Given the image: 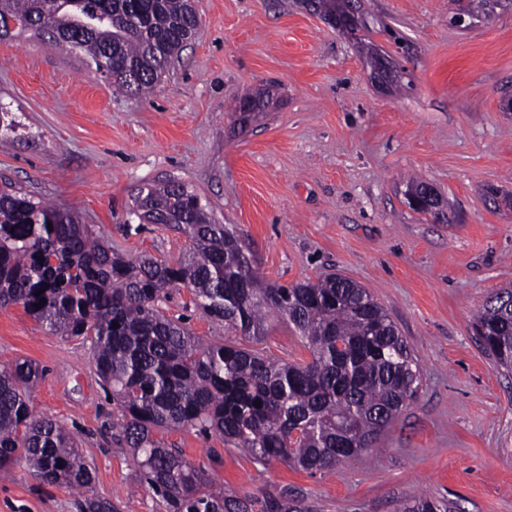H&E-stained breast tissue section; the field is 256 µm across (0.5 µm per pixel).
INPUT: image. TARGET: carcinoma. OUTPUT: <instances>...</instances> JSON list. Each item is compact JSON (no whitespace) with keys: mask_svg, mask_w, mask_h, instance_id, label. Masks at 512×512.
Instances as JSON below:
<instances>
[{"mask_svg":"<svg viewBox=\"0 0 512 512\" xmlns=\"http://www.w3.org/2000/svg\"><path fill=\"white\" fill-rule=\"evenodd\" d=\"M302 4L323 18L335 8L362 9V0ZM511 5L467 0L463 9L480 19ZM0 8L22 30H44L56 44L75 41L72 48L95 70L131 94L154 90L197 25L193 0H0ZM271 104L268 88L245 95L234 105L237 121ZM486 198L495 209H512L511 193L491 187ZM134 207L148 224L183 231L191 240L188 255L175 261L121 255L73 214L4 183L0 309L20 305L51 331L89 344L126 442L141 457L142 480L166 512H307L286 488L260 498L214 492L204 470L154 432L194 428L261 464L333 470L341 456L372 447L416 398L421 376L406 341L370 290L340 274L289 286L265 282L236 232L216 223L200 196L175 180L141 188ZM412 210L436 220L443 214L436 194ZM174 288L188 289L213 321L255 343L266 334L268 313L282 315L311 360L280 363L231 342L203 343L159 310ZM502 294L512 298V286L490 296L472 326L496 368L511 374L512 304ZM41 376L28 360L0 368V473L23 458L43 481L89 492L95 476L74 438L58 422L32 414L30 396ZM81 508L114 512L96 495ZM453 509L421 495L404 500L399 512Z\"/></svg>","mask_w":512,"mask_h":512,"instance_id":"1","label":"carcinoma"}]
</instances>
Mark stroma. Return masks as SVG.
Segmentation results:
<instances>
[{
	"label": "stroma",
	"instance_id": "stroma-1",
	"mask_svg": "<svg viewBox=\"0 0 512 512\" xmlns=\"http://www.w3.org/2000/svg\"><path fill=\"white\" fill-rule=\"evenodd\" d=\"M198 25L148 96L117 94L75 50L27 31L0 40V106L19 127L0 136V179L77 214L127 255H186L184 233L142 223L140 188L174 178L217 223L234 225L266 281L341 274L368 288L417 359L415 400L376 449L306 472L263 465L214 435L163 433L217 491L256 497L289 488L311 512H395L414 494L460 512H512V375L472 331L475 310L512 285V8L468 28L449 0H365L369 41L396 56L393 90L369 78L361 47L296 0H195ZM410 43L402 51L398 40ZM278 102L247 127L231 105L258 87ZM431 183L447 221L413 211L407 181ZM163 313L210 343L235 341L275 360L310 353L286 319L252 344L172 292ZM30 360L43 375L36 415L57 420L116 512H165L140 482L119 412L88 344L51 332L22 307L0 310V367ZM74 491L42 483L25 462L0 479V512H81Z\"/></svg>",
	"mask_w": 512,
	"mask_h": 512
}]
</instances>
